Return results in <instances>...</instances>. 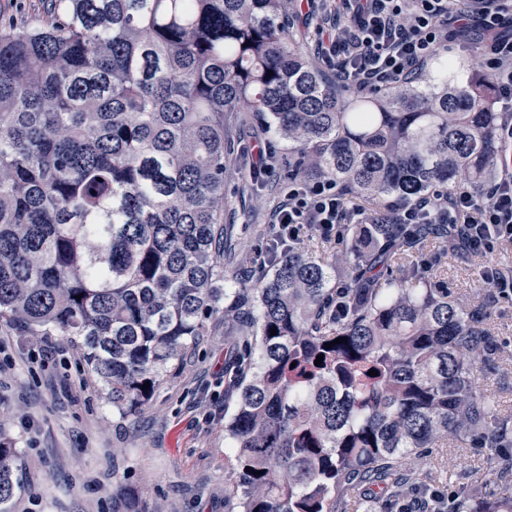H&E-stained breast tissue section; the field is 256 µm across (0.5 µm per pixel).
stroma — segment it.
<instances>
[{"label": "stroma", "instance_id": "stroma-1", "mask_svg": "<svg viewBox=\"0 0 512 512\" xmlns=\"http://www.w3.org/2000/svg\"><path fill=\"white\" fill-rule=\"evenodd\" d=\"M340 0H315L303 12L287 0L288 30L311 65L335 78L322 59L318 27L342 18ZM46 0H0V25L52 22ZM227 181L224 223L237 258L262 259L270 224L288 190L292 160L286 142L246 112L224 116ZM272 152L271 169L250 178L255 140ZM512 280V242L481 258L452 253L440 269L453 297L481 309L496 357L477 360L480 393L490 394L500 420L512 425V295L483 281L485 265ZM235 323L216 315L211 333L177 360L175 372L142 406L137 417L113 409L84 369L81 350L61 336H34L18 326H0V429L19 452L22 488L12 512H229L224 481V395L214 386L236 336ZM402 471L416 485L415 498L473 494L491 500L512 495V474L500 456L474 446L445 444L404 459Z\"/></svg>", "mask_w": 512, "mask_h": 512}]
</instances>
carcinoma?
Here are the masks:
<instances>
[{
    "label": "carcinoma",
    "mask_w": 512,
    "mask_h": 512,
    "mask_svg": "<svg viewBox=\"0 0 512 512\" xmlns=\"http://www.w3.org/2000/svg\"><path fill=\"white\" fill-rule=\"evenodd\" d=\"M51 2L56 24L0 28V323L68 337L134 417L224 311L240 331L224 369L238 512H337L358 484L406 512V456L448 438L505 447L472 381L471 359L494 351L480 310L436 268L401 265L459 250L456 225L377 212L348 225L344 273L296 246L256 278L224 257V113L297 146L290 177L414 204L495 173L488 77L448 63L427 92L344 100L294 48L282 0ZM17 458L0 433V512ZM447 512H512V497Z\"/></svg>",
    "instance_id": "cac0c4a2"
}]
</instances>
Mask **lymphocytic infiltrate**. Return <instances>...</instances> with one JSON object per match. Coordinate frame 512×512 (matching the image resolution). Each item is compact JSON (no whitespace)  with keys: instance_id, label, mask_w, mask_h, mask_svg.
Here are the masks:
<instances>
[{"instance_id":"obj_1","label":"lymphocytic infiltrate","mask_w":512,"mask_h":512,"mask_svg":"<svg viewBox=\"0 0 512 512\" xmlns=\"http://www.w3.org/2000/svg\"><path fill=\"white\" fill-rule=\"evenodd\" d=\"M351 26L323 32L324 56L335 64L346 84L357 90H378L409 79L448 42L449 28L478 27L488 35L483 66L499 100L512 104V34L500 29L512 21V0H346ZM463 224L470 249L493 254L498 243L512 239V172L491 185L486 199L468 189L434 195L393 210L396 224L425 220ZM361 208L348 206L331 181L289 184L275 214L277 243L288 248L304 228L327 238L338 237L344 224H363Z\"/></svg>"}]
</instances>
